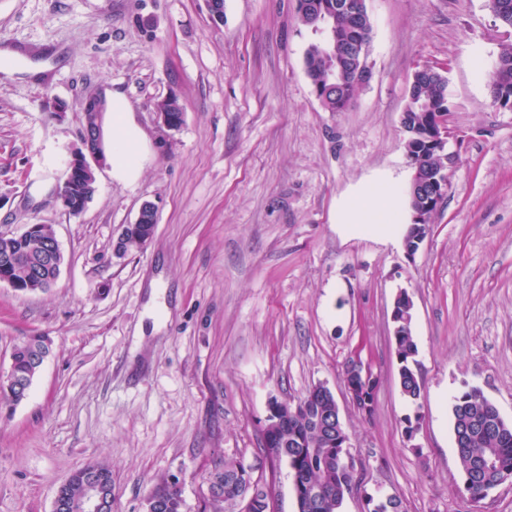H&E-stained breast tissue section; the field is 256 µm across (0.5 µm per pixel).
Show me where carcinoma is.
<instances>
[{"label": "carcinoma", "mask_w": 512, "mask_h": 512, "mask_svg": "<svg viewBox=\"0 0 512 512\" xmlns=\"http://www.w3.org/2000/svg\"><path fill=\"white\" fill-rule=\"evenodd\" d=\"M489 9L498 22L512 25V0H489ZM340 45L350 42L371 43L372 25L368 18L348 11L333 12L328 22ZM304 64L312 86L318 88L320 103L328 112H342L352 102L360 88L356 59L336 56V45L323 40L311 42L305 52ZM410 86L416 94L408 96L406 112L410 130L405 142L406 155L412 164L425 166L421 153L424 142L418 131L423 128L426 115L448 111L447 78L440 73L415 74ZM489 87L492 103L512 102V50H504L490 74ZM52 227L42 225L37 237L19 241L18 249L29 257L43 252ZM0 272L22 281L21 292H35L48 288L46 281L53 271L45 270L42 278H28L25 265H5L0 254ZM400 362L399 381L403 396L412 404L423 397L424 386L414 366L417 343L413 334L412 319L398 323ZM45 346L43 337L26 336L11 353L10 369L16 374L29 373L33 358ZM339 411L334 395L310 390L298 406L285 405L277 435L282 443V455L269 458L272 465L281 463L288 467L289 476H298L302 486L301 512H340L347 489L360 482L354 470L342 464L336 436L326 429L329 419ZM453 443L459 461L463 487L474 504L484 500L485 489L499 481L503 472L512 473V423L499 417L496 406L474 386L460 390L452 404ZM94 473L103 478L107 489H112L110 468L89 463L75 471L68 482L59 489L63 503L61 512H81L84 477ZM209 483L224 484L223 502L237 504V496L250 486L259 484L252 473L235 461H226L211 473ZM162 503V512H183L181 491L167 481L154 486L146 502Z\"/></svg>", "instance_id": "cac0c4a2"}]
</instances>
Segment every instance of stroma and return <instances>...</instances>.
Segmentation results:
<instances>
[{
	"instance_id": "1",
	"label": "stroma",
	"mask_w": 512,
	"mask_h": 512,
	"mask_svg": "<svg viewBox=\"0 0 512 512\" xmlns=\"http://www.w3.org/2000/svg\"><path fill=\"white\" fill-rule=\"evenodd\" d=\"M372 78L345 111H326L304 66L313 39L296 0H0V232L53 228L55 284L0 285V376L14 345L50 343L25 400L0 402V512H52L61 484L101 462L112 512H146L149 490L177 479L184 512H213L209 477L241 462L274 483V512H297L286 468L262 448L267 403L318 385L336 397L362 493L405 512H471L451 403L481 389L512 422V110L493 106L492 62L512 46L488 0H366ZM448 80L457 162L428 237L407 257L411 179L402 128L410 81ZM121 99L143 141L140 175L111 166L76 216L56 190L81 145V103ZM177 97L180 129L157 102ZM385 187L395 222L364 230L338 215ZM153 238L115 256L144 203ZM414 301L424 385L399 383L393 303ZM378 379L357 412L342 372ZM418 417L406 437L404 417ZM362 493L341 512H364ZM371 379V371L366 368L360 360L353 361L344 371L342 383L343 390L353 407H356V398L358 394V382H367ZM358 413L363 412L356 407Z\"/></svg>"
}]
</instances>
